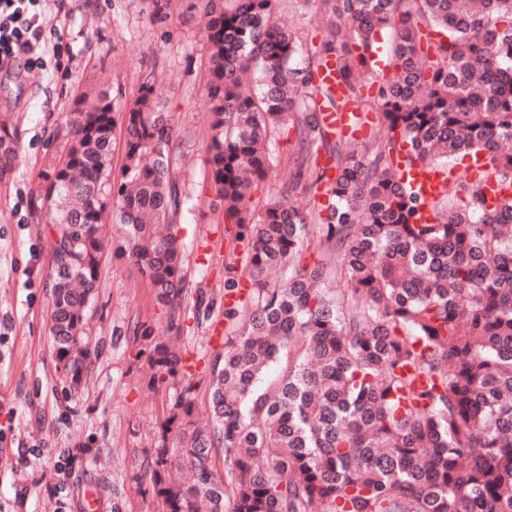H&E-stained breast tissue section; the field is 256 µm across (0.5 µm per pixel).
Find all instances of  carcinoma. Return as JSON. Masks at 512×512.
Here are the masks:
<instances>
[{"label":"carcinoma","instance_id":"1","mask_svg":"<svg viewBox=\"0 0 512 512\" xmlns=\"http://www.w3.org/2000/svg\"><path fill=\"white\" fill-rule=\"evenodd\" d=\"M230 2L203 0L200 14L212 192L201 217L230 225L224 293L244 296L224 306V344L209 355L206 426L190 367L135 322L150 389L171 393L143 493L158 512H512V198L487 190L512 186V0H319L347 35L318 43L279 21L277 0ZM330 56L353 99L376 88L377 108L367 142L326 152L332 175L317 143L338 100L315 82ZM75 112L38 206L51 266L69 270L52 276L50 335L73 383L91 356L105 215L124 226L117 250L168 329L184 331L189 307L196 319L215 309L184 287L183 152L153 72L130 103L105 91ZM289 123L302 149L294 178L258 209L253 187L280 164L269 144ZM477 152L486 171L457 174ZM400 153L446 171L443 194L427 202L403 184ZM305 178L303 210L289 199ZM427 206L438 221L421 222ZM303 247L336 264H300ZM272 363L278 376L263 384Z\"/></svg>","mask_w":512,"mask_h":512}]
</instances>
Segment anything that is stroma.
I'll return each instance as SVG.
<instances>
[{
	"instance_id": "35a3bbf8",
	"label": "stroma",
	"mask_w": 512,
	"mask_h": 512,
	"mask_svg": "<svg viewBox=\"0 0 512 512\" xmlns=\"http://www.w3.org/2000/svg\"><path fill=\"white\" fill-rule=\"evenodd\" d=\"M199 10V0H169L163 10L157 0H51L46 25L62 37L58 53L34 69L0 71V117L13 131L9 154L0 153V512H51L54 464L68 453L72 476L61 496L69 512H83L89 490L98 512H157L141 486L164 396L148 388V364L127 324L138 317L162 326L165 313L127 257L108 250L89 312V379L70 388L49 337V242L34 206L43 162L59 150L57 134L73 119L77 97L109 90L133 100L140 73L151 68L173 137L185 147L181 180L189 195L202 194ZM211 234L223 236V225L198 223L191 213L180 224L188 288L224 287L223 252L203 250ZM186 324L187 355L203 358L224 341L221 315ZM21 442L39 446L40 457L19 459Z\"/></svg>"
}]
</instances>
